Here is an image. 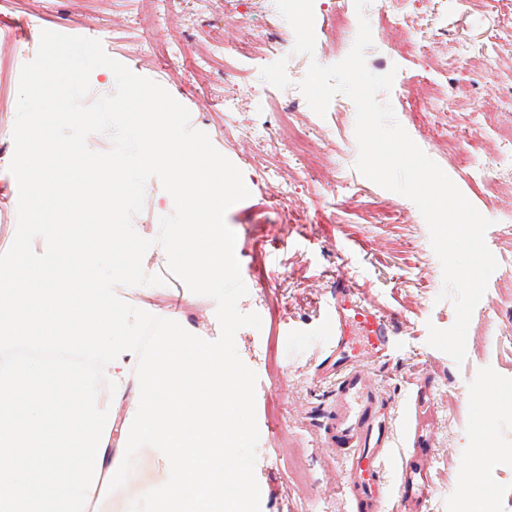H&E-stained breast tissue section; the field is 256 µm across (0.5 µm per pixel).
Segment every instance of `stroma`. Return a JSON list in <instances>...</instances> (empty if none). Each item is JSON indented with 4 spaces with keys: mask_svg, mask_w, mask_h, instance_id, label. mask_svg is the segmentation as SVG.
Segmentation results:
<instances>
[{
    "mask_svg": "<svg viewBox=\"0 0 512 512\" xmlns=\"http://www.w3.org/2000/svg\"><path fill=\"white\" fill-rule=\"evenodd\" d=\"M313 9L314 59L335 64L353 43L334 44L327 21L358 9L354 0H314ZM265 10L266 0H0V49H7L12 73L0 96V239L14 240L18 225V186L9 165L23 66L35 58L45 30L101 41L109 56L189 110L191 127L241 170L250 191L225 221L236 235L248 290L238 309L261 319L260 328L245 326L235 335L240 358L258 376L261 512H353L336 491L342 460L325 442L333 389L316 378L336 291L346 284L389 321V360L366 365L383 389L396 447L408 446L413 424L422 428L431 487L412 512H456L469 475L484 512H512V147L500 136L501 126L512 125V0H369L361 9L373 39L367 69L395 75L380 101L391 104L415 143L492 222L485 241L498 267L473 312L460 365L428 343L430 327L450 328L456 314L451 300L438 298L443 271L423 216L412 200L358 171L355 104L329 105L322 117L309 107L299 89L307 70L298 64L294 31ZM386 12L400 23L384 22ZM429 12L436 15V37L419 54L397 55ZM245 22L274 33L277 44L236 46V29ZM224 44L232 69L206 65L205 56ZM461 55L468 65H458ZM287 107L292 121L324 140L315 176L269 144ZM462 150L471 168L458 166ZM491 158L504 175L492 191L478 180ZM173 211L153 177L132 222L147 238ZM158 272L166 282L152 292L157 316L179 309L213 332L215 301L185 303L189 290L170 276L167 259H159ZM481 404L485 429L477 434L470 414Z\"/></svg>",
    "mask_w": 512,
    "mask_h": 512,
    "instance_id": "stroma-1",
    "label": "stroma"
}]
</instances>
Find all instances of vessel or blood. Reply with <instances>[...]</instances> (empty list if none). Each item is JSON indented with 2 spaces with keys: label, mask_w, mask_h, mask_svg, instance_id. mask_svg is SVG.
Returning <instances> with one entry per match:
<instances>
[{
  "label": "vessel or blood",
  "mask_w": 512,
  "mask_h": 512,
  "mask_svg": "<svg viewBox=\"0 0 512 512\" xmlns=\"http://www.w3.org/2000/svg\"><path fill=\"white\" fill-rule=\"evenodd\" d=\"M333 323L335 336L317 377L334 388L324 431L328 446L344 462L339 493L352 502L354 512H382L389 484L402 502L422 498L428 473L414 456L403 457L395 471L386 469L393 443L389 416L382 393L360 362L366 353L378 361L387 359L391 338L386 318L345 288L336 296Z\"/></svg>",
  "instance_id": "b4317fda"
}]
</instances>
